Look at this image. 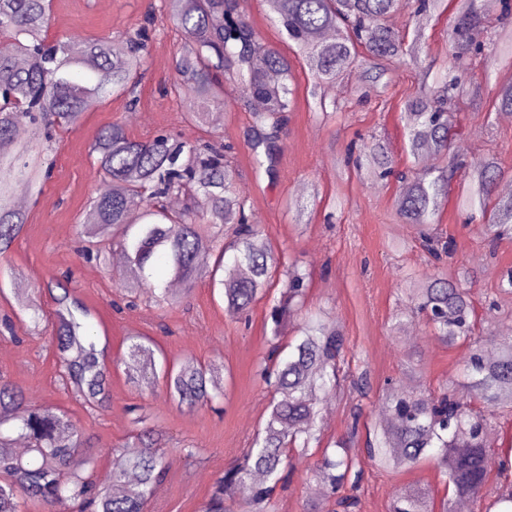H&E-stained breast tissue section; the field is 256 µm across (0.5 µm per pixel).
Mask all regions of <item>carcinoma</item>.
Wrapping results in <instances>:
<instances>
[{
  "instance_id": "carcinoma-1",
  "label": "carcinoma",
  "mask_w": 512,
  "mask_h": 512,
  "mask_svg": "<svg viewBox=\"0 0 512 512\" xmlns=\"http://www.w3.org/2000/svg\"><path fill=\"white\" fill-rule=\"evenodd\" d=\"M265 3L271 21L284 28L317 83L336 82L359 68L361 82L377 84L388 67L417 62L418 39L408 40L389 25V18L407 11L419 30L447 10V0ZM495 6L497 50L487 58L494 68L502 60L512 63V0H495ZM161 10L162 20L180 31L183 40L170 91L220 107L224 82L231 81L243 98L261 102V108L251 111L250 149L256 170L273 174L280 133L293 103L288 58L263 41L234 0H161ZM50 17L51 0H0V254L9 250L27 221L16 207L14 187L24 184L33 190L49 177L40 145L75 125L109 85L112 93L129 96L130 106L137 103L146 28L127 31L119 42L89 38L75 55L69 42L47 41ZM487 23V0H459L448 26L451 67L405 102L411 167L395 171L387 148L375 140L357 148V170L380 179L395 176L402 193L399 218L415 229L436 261L455 252L453 241L431 233L454 183L459 187L457 205L469 214L470 223L484 227L493 240L512 237V197L497 194L505 171L493 157L460 159L454 146L457 114L449 108L464 96L461 72L471 57L483 53L470 32ZM258 58L264 67L256 66ZM76 68L87 73L85 82L73 79ZM493 107L512 111L511 82L500 86ZM19 125L31 129L29 141L15 139ZM94 150L98 176L111 190L95 198L79 234L90 243L110 237L126 253L130 292L154 289L160 268L182 281L209 268L213 276L223 272L213 284L222 290L226 311L240 315L267 295L276 276L284 277L273 307L274 345L268 363L259 369L266 386L283 398L272 400L252 447L241 463L224 471L205 506V512H224L228 492L241 496L246 512H263L292 456L305 459L311 444H320L318 418L342 372L344 336L324 313L303 315L306 272L295 262L281 263L272 247L258 243L247 200L234 186L231 147L210 142L187 146L170 135L139 141L115 122L102 131ZM182 194L191 203L179 211L169 209L167 199ZM228 224L235 226L233 245L201 251L202 235L222 238ZM475 275L459 268L405 279L409 312L425 321L435 339L448 345L469 342L471 353L463 367L469 400L449 390L446 380L434 391L388 387L381 403L392 425L378 422L375 443L368 447L369 459L391 471L410 470L432 458L450 492L441 512H453L459 499L485 497L491 458H498L502 471L512 467V456L498 454L488 441L498 417L512 413V336L491 330L475 334L476 316L466 291ZM55 304L56 349L66 376L88 407L101 408L108 398L109 368L90 314L67 291L55 297ZM299 318L300 338L281 344L282 331ZM123 363L134 386L150 389L161 380L177 403L190 410L221 394L216 368L191 362L179 368L166 362L159 366L154 349L142 341L131 343ZM82 445L66 414L32 405L19 387L1 379L0 512H22L28 501L50 506L62 499L78 503L79 512H145L152 487L167 470L162 434L154 429L140 433L138 452L112 468L111 478L104 481L91 474L93 459L78 454ZM351 474L360 478L361 463L343 441L332 451L323 449L313 470L328 495L336 494ZM493 509L512 512V485L497 494L486 512ZM392 512L435 508L423 489L406 487Z\"/></svg>"
}]
</instances>
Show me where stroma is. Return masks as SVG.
<instances>
[{
  "label": "stroma",
  "mask_w": 512,
  "mask_h": 512,
  "mask_svg": "<svg viewBox=\"0 0 512 512\" xmlns=\"http://www.w3.org/2000/svg\"><path fill=\"white\" fill-rule=\"evenodd\" d=\"M242 11L265 41L291 64L294 105L281 135L282 151L273 179H256L247 135L251 104L235 85L225 83L228 109L214 110L211 122L197 125L187 114L188 97L164 93L173 75V58L182 44L175 28L158 27L148 44L146 76L138 89L140 101L129 108L126 100L103 93L72 129L57 134L49 152L52 176L40 193L31 195L27 222L11 248L0 255V378L21 387L31 403L55 413H67L84 436V446L95 458L99 479H107L116 450L135 444L137 427L130 412L141 406L146 427L166 435L169 467L156 483L148 512H202L225 469L231 467L262 428L272 399L258 375L272 337L269 299L254 303L248 321L234 319L224 309L219 288L208 275H199L190 287L171 289V279L158 274L157 288L169 291L162 301L151 294L129 298L121 286V267L111 259H86L77 236L79 224L102 184L92 147L102 129L115 121L128 135L149 140L161 132L197 144L213 134L235 148L237 191L247 201L251 223L260 240L296 259L308 274L307 302L321 308L342 331L351 375L367 373L371 389L358 396L350 382L328 396V413L320 420L323 444L349 438L351 453L365 461L369 424L378 422L379 392L387 378L400 387L417 382L429 389L439 381H460L469 356V344L445 345L432 338L423 322L407 334L393 335L394 318L408 306L404 275L433 274L434 264L421 249L412 229L398 216L401 197L395 183L349 170L345 150L365 138L383 142L396 166L407 165L403 105L414 93L419 72L401 66L385 83L365 87L356 73L322 88L320 99L310 95L313 79L295 52L285 31L266 16L262 0H238ZM161 0H52L50 39L84 42L87 38L119 37L160 7ZM463 79L478 87L474 97L460 100L456 142L466 157L491 155L512 172V119L491 109L499 85L512 72H491L484 59H473ZM338 102L341 112L323 116L320 102ZM439 233L454 238L456 264L475 268L469 284L477 320H488L493 331L512 323V298L499 293L500 278L512 269V238L489 245L484 232L466 224L455 199L439 212ZM67 284L71 294L93 315L100 343L107 346L111 370L107 408L88 409L71 385L61 379L62 368L51 340L55 325L53 288ZM37 293L43 310L40 322L21 311L19 298ZM503 312L487 317L489 301ZM150 340L168 361L182 364H219L223 370V397L217 409L194 412L180 409L165 386L148 393L127 380L123 360L132 338ZM413 352L414 376L403 373V355ZM364 408V425L351 432L350 410ZM313 459L297 461L287 488L277 489L268 512H303L306 502L320 503L322 512H337L334 499L317 492L310 474ZM419 485L434 501L446 487L432 461L400 473L366 463L357 492L356 512H390L397 489Z\"/></svg>",
  "instance_id": "35a3bbf8"
}]
</instances>
